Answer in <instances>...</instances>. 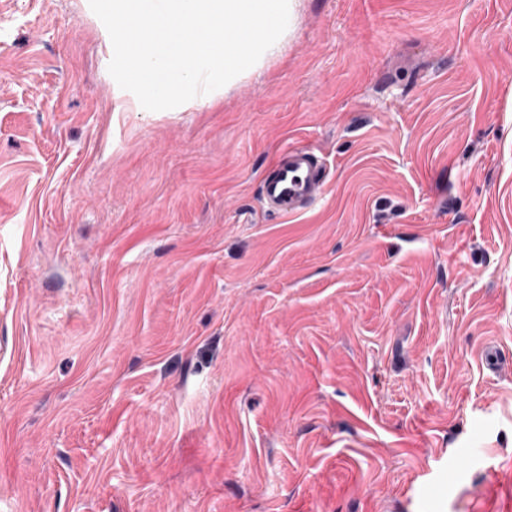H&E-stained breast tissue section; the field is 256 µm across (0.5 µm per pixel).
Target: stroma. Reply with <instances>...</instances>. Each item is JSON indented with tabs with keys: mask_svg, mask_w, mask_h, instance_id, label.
<instances>
[{
	"mask_svg": "<svg viewBox=\"0 0 512 512\" xmlns=\"http://www.w3.org/2000/svg\"><path fill=\"white\" fill-rule=\"evenodd\" d=\"M112 55L0 0V512H512V0H298L163 111ZM327 177L323 159L314 150L289 146L261 181L262 208L272 215L300 214L322 198Z\"/></svg>",
	"mask_w": 512,
	"mask_h": 512,
	"instance_id": "obj_1",
	"label": "stroma"
}]
</instances>
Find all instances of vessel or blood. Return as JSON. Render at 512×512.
Returning <instances> with one entry per match:
<instances>
[{
	"label": "vessel or blood",
	"instance_id": "obj_1",
	"mask_svg": "<svg viewBox=\"0 0 512 512\" xmlns=\"http://www.w3.org/2000/svg\"><path fill=\"white\" fill-rule=\"evenodd\" d=\"M326 182V167L321 156L304 146L287 147L261 181L262 208L272 215L302 213L322 198Z\"/></svg>",
	"mask_w": 512,
	"mask_h": 512
}]
</instances>
